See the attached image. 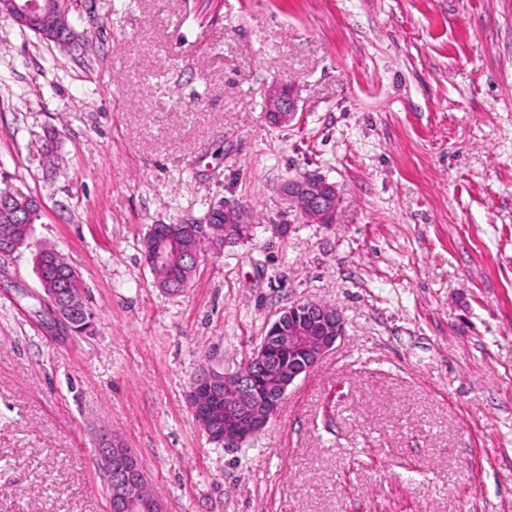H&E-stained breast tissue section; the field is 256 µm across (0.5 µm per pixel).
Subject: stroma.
Here are the masks:
<instances>
[{
  "mask_svg": "<svg viewBox=\"0 0 512 512\" xmlns=\"http://www.w3.org/2000/svg\"><path fill=\"white\" fill-rule=\"evenodd\" d=\"M75 28L0 16V187L93 317L51 332L33 249L0 257V512H109L104 434L165 512H512V0H85ZM307 173L334 223L285 203ZM224 201L251 237L159 288L150 225ZM306 299L343 315L334 352L249 444L210 442L195 374ZM265 97L267 115L276 124L288 123L298 111L297 100L283 84L272 83L268 86ZM281 193L285 201L309 222L333 223L336 208V188L319 174H305L288 180ZM7 191L6 189L0 190V196L1 194H4ZM18 197L23 199L22 203L16 204L15 199ZM41 211V204L40 202L35 199L34 197H27V196H18L15 194H7L0 197V212L9 214L12 218L13 224H24V225H16L19 226V232L21 234H27L28 230L26 228L27 225H34L38 218H35L37 216H40ZM34 219V224H32V220ZM13 225V226H14Z\"/></svg>",
  "mask_w": 512,
  "mask_h": 512,
  "instance_id": "35a3bbf8",
  "label": "stroma"
}]
</instances>
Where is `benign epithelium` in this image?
I'll use <instances>...</instances> for the list:
<instances>
[{
  "label": "benign epithelium",
  "instance_id": "1",
  "mask_svg": "<svg viewBox=\"0 0 512 512\" xmlns=\"http://www.w3.org/2000/svg\"><path fill=\"white\" fill-rule=\"evenodd\" d=\"M78 0H0V15L30 31L41 29L44 17L52 14L61 38L72 33L70 23ZM266 112L271 121L285 124L298 111L291 90L273 83L266 90ZM285 201L309 222L333 223L336 188L319 174H305L281 187ZM0 197V212L10 215L15 224H30L40 215L41 204L32 197ZM226 224H250L251 214L238 205L221 203L213 207L202 224L188 219L173 228V235L185 233L193 238L206 236L220 250L224 240L213 235L211 224L217 216ZM26 238L18 231L0 233V256H9L24 246ZM36 299L48 315L49 325L68 334H81L92 326V316L73 288H60L51 277L39 280ZM288 328L280 320L270 324L246 365L235 373L213 367L200 371L193 379L188 404L210 441L226 448H239L262 432L276 417L288 389L313 370L336 348L345 335V320L334 307L314 301L298 302L282 311ZM98 462L101 475L110 489L112 512H165L162 503L148 489L138 457L129 448L103 436Z\"/></svg>",
  "mask_w": 512,
  "mask_h": 512
}]
</instances>
